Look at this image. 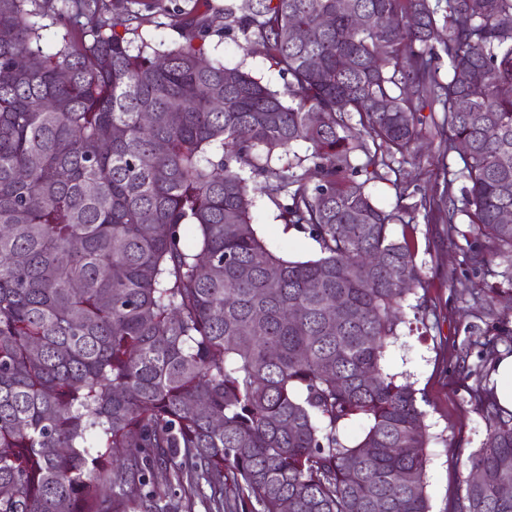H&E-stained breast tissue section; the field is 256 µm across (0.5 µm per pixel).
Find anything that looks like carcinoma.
Listing matches in <instances>:
<instances>
[{
  "mask_svg": "<svg viewBox=\"0 0 512 512\" xmlns=\"http://www.w3.org/2000/svg\"><path fill=\"white\" fill-rule=\"evenodd\" d=\"M133 2L74 0L46 49V0H0V512H151L174 483L184 512H431L423 398L384 366L424 279L357 176L408 153L412 99L439 102L465 182L450 232L512 286V0H224L178 10L162 51ZM257 193L319 257L269 249ZM474 398L488 435L456 512H512V412ZM211 41L212 47L215 46L213 54L222 58L225 65L235 66L243 63L256 77L261 78L264 83L269 84L274 90L286 91L287 80L281 75L277 67L272 66L265 56L260 54L244 55L238 45L242 42V39H236L233 36L226 38L213 36Z\"/></svg>",
  "mask_w": 512,
  "mask_h": 512,
  "instance_id": "cac0c4a2",
  "label": "carcinoma"
}]
</instances>
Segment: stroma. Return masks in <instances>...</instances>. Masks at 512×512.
I'll list each match as a JSON object with an SVG mask.
<instances>
[{"instance_id":"stroma-1","label":"stroma","mask_w":512,"mask_h":512,"mask_svg":"<svg viewBox=\"0 0 512 512\" xmlns=\"http://www.w3.org/2000/svg\"><path fill=\"white\" fill-rule=\"evenodd\" d=\"M214 53L225 65H244L271 88L285 90L278 68L260 54L244 55L236 37H213ZM422 131L408 158H395L376 167L366 184L376 204L401 213L395 235H410L423 270L425 287L418 295L426 309V326L410 330L412 308H405L404 325L385 361L389 373L408 379L424 395L426 424L433 440L428 448L427 491L432 512H454L460 482L465 476L459 457L478 448L487 435L482 408L472 395L490 387L495 363L512 354V292L496 294L485 304L489 286L501 283L499 265L475 267L448 233L445 213L426 219L423 200L444 203L460 195V181L451 171L461 168L457 154L448 153L437 132L443 118L439 103L416 106ZM259 236L278 254L299 260L319 255V244L303 230L288 228L275 204L257 196L251 211ZM456 451H448L447 442Z\"/></svg>"}]
</instances>
